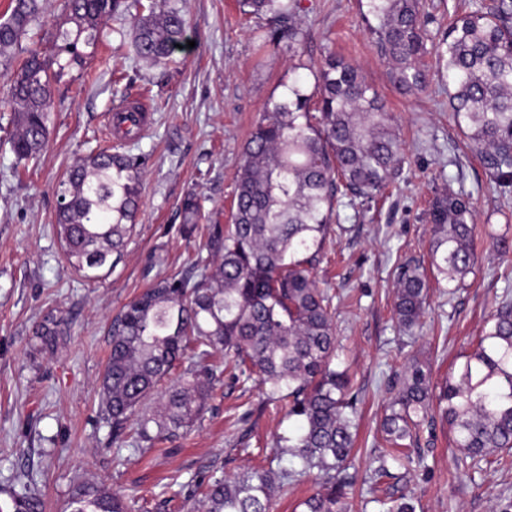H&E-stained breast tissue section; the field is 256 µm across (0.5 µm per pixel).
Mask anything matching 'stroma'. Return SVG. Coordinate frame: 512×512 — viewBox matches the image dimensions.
<instances>
[{
    "mask_svg": "<svg viewBox=\"0 0 512 512\" xmlns=\"http://www.w3.org/2000/svg\"><path fill=\"white\" fill-rule=\"evenodd\" d=\"M179 5L193 45L170 65L139 59L117 22L102 26L95 54L53 86V121L36 159L17 162L13 114L0 106V488L32 476L44 512H71V491L86 482L123 491L132 512H201L199 479L296 468L277 446L296 418L226 374L192 427L156 448H122L128 461L116 465L99 390L113 316L156 278L191 269L208 222L229 223L243 146L268 103L293 79L312 84L310 67L331 51L354 60L377 90L405 157L384 196L338 207L313 265L318 288L338 297L339 364L361 399L349 510L378 512L363 477L385 446L380 425L393 379L416 358L443 383L495 301L512 299V193L493 192L482 159L464 146L445 77L432 74L423 90L391 83L360 0H299L297 18L310 31L299 70L288 53L258 49L255 33L269 21L242 15L236 0ZM131 99L152 114L149 130L127 145L143 160L136 224L116 263L81 271L56 234L54 189L78 157L114 145L107 115ZM448 190L472 198L479 262L455 292L432 288L422 328L406 332L394 315L395 267L428 260L429 208ZM190 191L203 199L205 221L188 236L180 204ZM50 314L66 316L70 332L47 351L35 331ZM412 456L391 465L380 488L394 497L413 490L416 512H501L512 503V453L491 464L467 460L440 424L422 432Z\"/></svg>",
    "mask_w": 512,
    "mask_h": 512,
    "instance_id": "obj_1",
    "label": "stroma"
}]
</instances>
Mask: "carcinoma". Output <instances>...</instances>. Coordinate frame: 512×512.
<instances>
[{
  "label": "carcinoma",
  "mask_w": 512,
  "mask_h": 512,
  "mask_svg": "<svg viewBox=\"0 0 512 512\" xmlns=\"http://www.w3.org/2000/svg\"><path fill=\"white\" fill-rule=\"evenodd\" d=\"M240 11L270 17L264 43L290 54L308 39L296 22L298 0H238ZM363 17L375 36L390 78L401 89H423L431 70L448 79V108L503 194L512 191V0H490L455 18L448 31L427 44L421 0H365ZM58 71L35 48L22 46L40 24L43 0H11L0 21V75L9 84L5 104L15 114L11 149L17 161L36 158L47 143L50 92L61 71L82 62L79 42L94 43L112 16L132 34L137 57L159 63L184 44L187 19L175 0H66ZM26 57L14 65L11 50ZM313 85L295 80L272 102L247 140L235 189L231 223L212 224L198 259L197 278L174 274L155 280L112 318L110 354L100 400L112 422L117 448L129 443L153 448L189 427L211 396L217 369L255 377L273 402H288L298 430L280 438L281 453L297 460L299 474L313 470L321 486L302 501L300 512H347L346 470L351 465L359 394L351 376L336 368L337 341L332 299L316 288L305 254L318 252L341 198L370 203L384 194L404 162L393 117L357 65L329 54L312 71ZM139 126V113L113 123L118 144L91 153L67 172L56 188L57 233L69 261L85 270L120 255L139 211L141 171L122 151ZM202 210L194 194L181 204L187 234ZM471 197L443 192L432 201L429 266L409 259L396 268L395 312L411 331L424 316L431 279L462 282L477 264L473 249ZM219 261V276L207 274ZM488 328L464 362L439 387L428 366L414 360L387 403L382 428L389 448L379 456L372 479L390 475L418 444L423 425L448 424L455 447L468 457L489 460L512 450V301L495 304ZM68 322L47 317L36 330L46 348L67 335ZM223 354L222 362L213 357ZM190 367L175 379L182 362ZM161 411L137 409L164 380ZM285 484L271 470H252L206 484V512H271ZM8 501L0 512H42L43 501L29 484L0 490ZM386 512H415L403 493L381 501ZM72 512H130L127 496L95 484L71 494Z\"/></svg>",
  "instance_id": "cac0c4a2"
}]
</instances>
